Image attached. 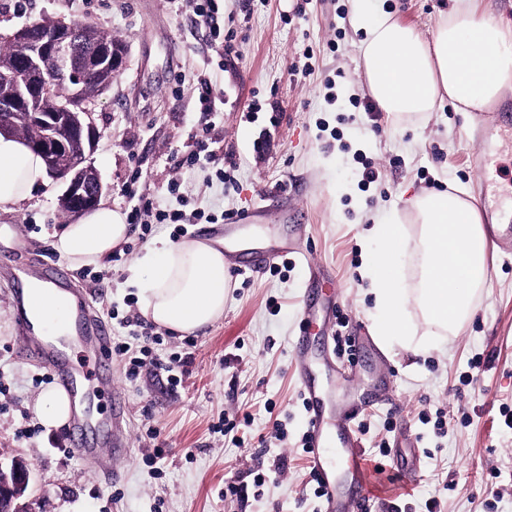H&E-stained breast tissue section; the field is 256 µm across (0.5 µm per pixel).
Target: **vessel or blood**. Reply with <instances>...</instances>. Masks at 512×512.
<instances>
[{
	"label": "vessel or blood",
	"mask_w": 512,
	"mask_h": 512,
	"mask_svg": "<svg viewBox=\"0 0 512 512\" xmlns=\"http://www.w3.org/2000/svg\"><path fill=\"white\" fill-rule=\"evenodd\" d=\"M299 250L297 240L287 238L281 245L257 251L254 265L258 268L267 266L282 255ZM11 277V313L19 343L18 353L38 363L50 383L64 392L70 402L65 423L67 448L73 455L94 462L101 481L107 484L118 482L120 472L108 466L101 450L109 448L115 456L127 451L128 442L119 429L124 418L121 394L112 396L111 419L96 422L88 414L91 383L110 376L111 327L102 318L91 314L83 290L69 287L70 276L60 258L24 253L22 261L12 262ZM44 285L63 292L66 311L74 325L71 334L58 337L53 344L45 343L35 334L27 309L28 289ZM303 394L308 414L311 467L325 491L323 512H362L371 497L364 484L356 483L350 491L336 482V468L341 462H348L359 474L374 466L369 458L349 451L351 423L359 410L350 408L339 418L328 415L322 403L321 384L308 373L303 376Z\"/></svg>",
	"instance_id": "obj_1"
}]
</instances>
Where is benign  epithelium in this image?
<instances>
[{
    "label": "benign epithelium",
    "mask_w": 512,
    "mask_h": 512,
    "mask_svg": "<svg viewBox=\"0 0 512 512\" xmlns=\"http://www.w3.org/2000/svg\"><path fill=\"white\" fill-rule=\"evenodd\" d=\"M80 25L70 21L55 22V32L44 34L35 21L29 22L7 36V39L28 46L23 60L0 63V133L14 131L25 99L30 95H45L54 83L70 80L78 88L75 104H63L58 112L45 116L28 112V121L39 127L41 140L32 146L42 151L47 159L48 174L62 182L59 202L71 207L72 213L81 214L96 206L103 185L91 155L99 132L95 124L93 107L104 94L105 86L91 78L87 64L73 53V34ZM80 133L79 147L63 161L62 134L71 127ZM29 485V472L21 462L9 471L0 468V512H28L19 500Z\"/></svg>",
    "instance_id": "7a95c632"
}]
</instances>
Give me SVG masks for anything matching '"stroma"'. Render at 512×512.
Here are the masks:
<instances>
[{
	"label": "stroma",
	"instance_id": "obj_1",
	"mask_svg": "<svg viewBox=\"0 0 512 512\" xmlns=\"http://www.w3.org/2000/svg\"><path fill=\"white\" fill-rule=\"evenodd\" d=\"M454 0H381L422 34H431ZM353 0H254L243 16L239 0H221L225 16L238 22L236 51L214 59L213 85L230 100L221 114L203 112L198 93L183 87L202 67L203 37L170 0H0V37L44 16L82 21L110 31L129 48L125 67L94 108L101 137L92 156L103 186L102 201L122 213L130 205L129 183L139 194L176 209L213 218L263 208L260 220L238 225L257 238L293 235L302 255L289 254L273 268H246L245 253L229 262L224 312L212 324L185 335H164L166 356L190 357L180 386L142 373L127 379L112 365V386L128 406L126 455L112 464L122 473L117 486L104 484L87 461L60 452L47 428L30 440L18 438L22 422L38 423L35 403L44 386L42 368L22 359L10 311L11 279L0 269V468L22 461L30 473L23 501L30 512H322L309 478V456L301 446L307 429L297 357L303 293L311 269H318L314 293L335 308L309 353L330 358L335 373L328 389L339 409L372 379L390 383L352 424L359 450L386 444L392 451L417 448L413 495L390 498L379 492L368 512H512V430L502 405L512 406V240L492 243L488 278L477 293L476 311L456 334L437 337L417 357L400 347L358 348L354 360L336 356V333L370 338L373 297L360 276L373 254L369 224L386 210L400 212L415 231L410 201L425 191L463 187L477 201L498 197L512 205V86L487 111L458 112L443 104L421 120L393 122L381 112L358 108L367 99L356 72L363 30L352 22ZM255 113H247V106ZM211 139L235 166L234 183L221 182L212 166L179 173L177 156L194 150L196 134ZM264 139L263 154L253 148ZM491 157L488 175L474 165ZM377 178L362 179L365 168ZM180 180L181 194L169 193ZM61 186L46 181L12 210H0V250L24 246L48 254L65 225ZM199 224L180 229L154 225L142 235L129 225L122 261L104 259L99 280L72 271L99 316L123 318L139 311L141 298L127 283L129 267L147 247L167 240L198 241ZM483 364L470 386L459 377L474 356ZM227 413L250 415L239 442L212 426ZM443 428H436V419ZM281 424L285 437L262 447L261 434ZM167 444L151 477L154 442L147 428ZM285 457L283 472L254 485L250 470ZM241 492L223 497L225 485Z\"/></svg>",
	"mask_w": 512,
	"mask_h": 512
}]
</instances>
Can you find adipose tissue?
<instances>
[{
  "instance_id": "1",
  "label": "adipose tissue",
  "mask_w": 512,
  "mask_h": 512,
  "mask_svg": "<svg viewBox=\"0 0 512 512\" xmlns=\"http://www.w3.org/2000/svg\"><path fill=\"white\" fill-rule=\"evenodd\" d=\"M353 23L364 30L358 69L378 109L397 120L421 119L443 102L460 112H483L512 84V26L478 10L476 0H456L431 37L395 14L356 0ZM40 156L21 139L0 135V210L44 184ZM419 228L408 233L398 211L369 229L373 259L361 275L374 298L372 334L382 347H421L404 315L414 303L427 326L455 332L474 311V295L487 278L489 242L475 199L452 186L416 197ZM126 216L107 204L66 225L54 246L74 267L100 263L125 238ZM412 255L419 273L415 292L402 288L399 263ZM143 298L142 312L155 324L186 334L224 312L227 263L222 250L197 241H164L128 270Z\"/></svg>"
}]
</instances>
